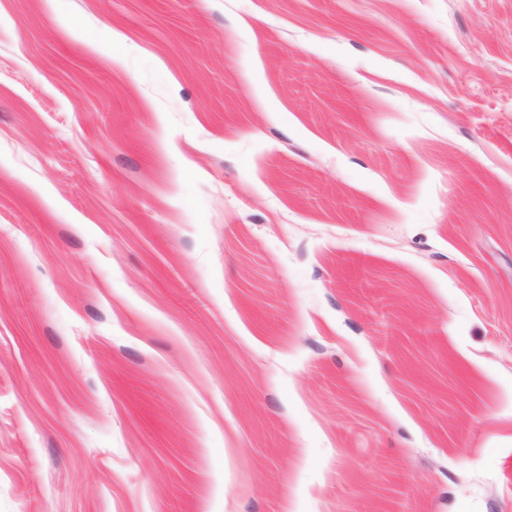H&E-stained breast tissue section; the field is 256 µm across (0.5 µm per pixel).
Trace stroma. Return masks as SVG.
<instances>
[{"label":"stroma","instance_id":"1","mask_svg":"<svg viewBox=\"0 0 512 512\" xmlns=\"http://www.w3.org/2000/svg\"><path fill=\"white\" fill-rule=\"evenodd\" d=\"M0 512H512V0H0Z\"/></svg>","mask_w":512,"mask_h":512}]
</instances>
